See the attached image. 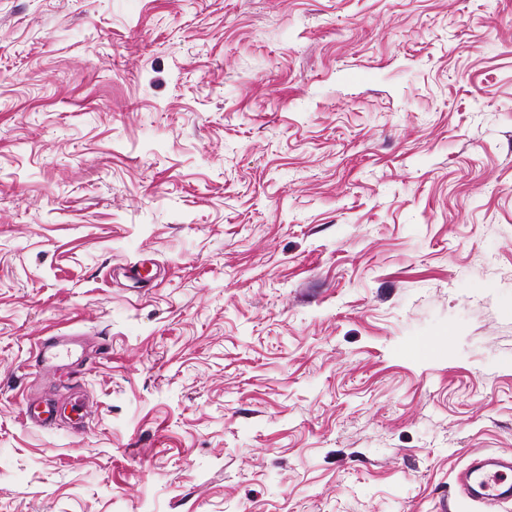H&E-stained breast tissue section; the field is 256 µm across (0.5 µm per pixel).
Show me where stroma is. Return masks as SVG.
Masks as SVG:
<instances>
[{"mask_svg": "<svg viewBox=\"0 0 512 512\" xmlns=\"http://www.w3.org/2000/svg\"><path fill=\"white\" fill-rule=\"evenodd\" d=\"M480 454L512 0H0V512H512ZM73 341L66 336H52L46 342L39 346V354L41 355L40 373L55 374L60 367L59 363L63 361H71L72 374L78 375L85 366L87 357L82 352L77 355L72 347ZM67 409V404L62 406H45L44 408L39 405L30 402L26 405L25 411L23 412V418L28 422H31L34 425H39L42 427H52L54 425V421L62 410L65 412ZM496 467L492 472L486 473L480 491L477 492L481 502L493 505L512 500V461L491 464Z\"/></svg>", "mask_w": 512, "mask_h": 512, "instance_id": "1", "label": "stroma"}]
</instances>
